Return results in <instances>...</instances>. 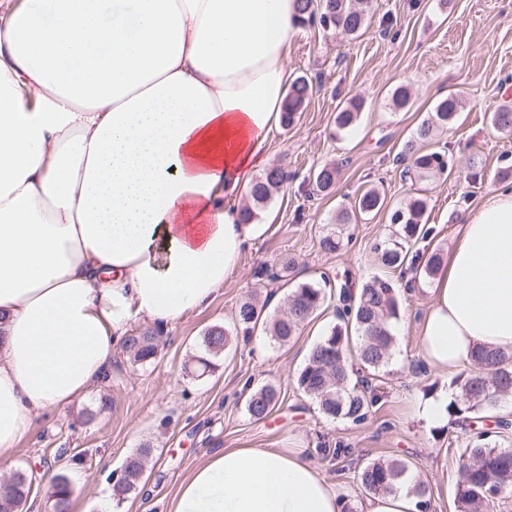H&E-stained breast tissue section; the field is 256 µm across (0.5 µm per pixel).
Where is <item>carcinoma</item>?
<instances>
[{"label":"carcinoma","mask_w":512,"mask_h":512,"mask_svg":"<svg viewBox=\"0 0 512 512\" xmlns=\"http://www.w3.org/2000/svg\"><path fill=\"white\" fill-rule=\"evenodd\" d=\"M299 23L318 20L330 31H340L356 36L367 23L364 12L353 6L352 0H297ZM313 95V83L304 76L290 81L284 101L283 122L290 125L297 113L303 111ZM459 99L453 93L440 99L433 112L423 119L417 129L416 138L422 141L433 139L436 134L453 126L458 118ZM360 118V104L351 100L336 113V128L345 130L354 126ZM491 123L503 133H512V111L499 110L492 114ZM411 158L412 168L420 177H434L448 171V154L443 150L421 151L413 142L405 146ZM336 166L325 164L314 170L313 190L330 193L336 183ZM288 172L280 166L267 169L250 186L247 203L242 207L243 221L251 224L258 219L274 194L288 183ZM385 199L375 189L359 194L353 204L352 213L370 216L378 213ZM427 198L417 195L397 206L390 214L394 226L393 238L385 246L376 248L381 265L388 268H408L413 278L429 277L444 263L438 248L428 255L411 253V246L432 236L433 228L427 224ZM350 213V214H352ZM350 214L343 212L340 220H349ZM296 260L284 257L278 270L256 271V274L278 282L294 270ZM344 307L338 314L339 324L330 334L322 338L310 351L308 360L296 379L298 388L316 400L320 411L332 419H342L354 425L363 423L378 401V394L371 387L368 376L385 366L392 351L394 334L390 320L399 316L400 289L390 279L378 276L366 282L357 295L348 288L341 292ZM324 289L311 282H301L288 294V308L282 314L266 315L264 307L253 300L239 304L232 326L210 327L202 338L205 355L196 357L194 372L206 373L213 368L209 356L224 351L231 336L253 335L259 328L280 344H287L300 326L325 302ZM358 333L357 361L361 371L367 375L359 384L350 385L353 365L347 354L348 326ZM162 334L159 330L144 329L126 336L123 348L130 353L133 362L147 364L158 354ZM473 361L480 370L458 379L460 399L448 405V412L457 418L467 419L472 412H490L498 406L500 399L512 394V353L481 347L473 354ZM279 396L277 389L265 384L254 389L247 402L249 416L262 420L274 409ZM489 432L479 433L473 445L464 449L456 471L457 512H487L488 505L496 502L491 496L494 490L512 492V450L496 448L488 443ZM155 452L154 446L144 443L135 453L127 457L113 491L118 497L140 491L145 481L146 465ZM409 472L406 462L399 459H378L363 465L357 479L369 495L385 496L395 492ZM33 484L32 475L25 469L16 470L8 484L6 495L10 496L18 509L25 507ZM70 486L68 478L59 474L51 485L49 499L53 512H68Z\"/></svg>","instance_id":"carcinoma-1"}]
</instances>
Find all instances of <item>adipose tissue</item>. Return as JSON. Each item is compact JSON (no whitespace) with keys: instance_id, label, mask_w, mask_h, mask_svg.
Masks as SVG:
<instances>
[{"instance_id":"adipose-tissue-1","label":"adipose tissue","mask_w":512,"mask_h":512,"mask_svg":"<svg viewBox=\"0 0 512 512\" xmlns=\"http://www.w3.org/2000/svg\"><path fill=\"white\" fill-rule=\"evenodd\" d=\"M295 0H0V459L81 401L132 320L207 307L261 232ZM436 369L512 352V191L463 220L430 288ZM291 448H222L170 512H340Z\"/></svg>"}]
</instances>
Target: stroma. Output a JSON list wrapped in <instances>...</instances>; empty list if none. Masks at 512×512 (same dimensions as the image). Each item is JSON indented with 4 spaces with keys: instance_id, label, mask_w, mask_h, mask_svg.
Here are the masks:
<instances>
[{
    "instance_id": "stroma-1",
    "label": "stroma",
    "mask_w": 512,
    "mask_h": 512,
    "mask_svg": "<svg viewBox=\"0 0 512 512\" xmlns=\"http://www.w3.org/2000/svg\"><path fill=\"white\" fill-rule=\"evenodd\" d=\"M367 20L356 38L316 24L298 27L288 69L291 76H308L315 89L294 122L272 132L270 161L284 167L290 179L260 215L264 232L212 303L166 331L152 364L132 363L118 352L110 380L92 387L81 404L34 418L10 461L11 469L30 467L36 476L24 512H52L48 491L56 474L66 475L76 488L72 512H169L182 482L221 448L301 449L303 459L337 488L349 512H361L366 498L358 469L374 459L398 458L427 484L431 512H455L458 456L472 431L456 421L432 428L413 415L416 401L459 392L458 372H438L419 354L431 279L413 281L403 291L392 356L374 381L381 398L363 424L323 415L295 377L311 348L337 323L338 284L355 290L375 276L401 281L400 271L375 259L376 246L392 235L389 208L419 193L427 196L433 244L446 253L470 211L492 191L512 188V134L497 132L490 123L492 112L512 109V98L503 96L512 90V0H368ZM401 84L413 100L406 109L391 101L392 89ZM451 92L461 101L460 119L431 143L447 149L454 162L451 175L405 176L409 163L400 153L436 101ZM353 98L362 102L360 120L338 131L336 113ZM328 162L340 167L336 186L330 194H314L310 177ZM373 186L386 210L351 216L342 249L322 252L318 242L335 227L341 210ZM288 254L296 257L304 281L329 275L332 286L323 306L288 344L261 332L238 336L214 357L212 372L192 376L188 368L203 352L204 332L230 325L248 294L266 301L268 314L284 310L287 290L255 278L254 271L275 267ZM274 292L281 301L268 304ZM246 382L276 386L279 400L266 419L247 414L240 389ZM96 407L100 415L81 420L84 409ZM148 441L155 453L143 491L114 500V475ZM324 442L348 445L351 453L324 460L317 452Z\"/></svg>"
}]
</instances>
